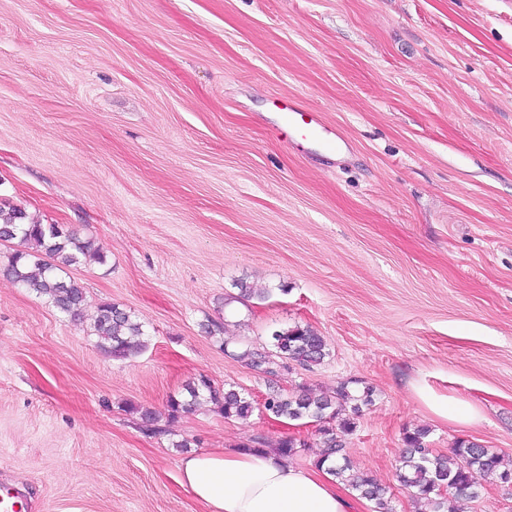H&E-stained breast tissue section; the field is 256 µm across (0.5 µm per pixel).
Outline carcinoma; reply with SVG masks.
Returning <instances> with one entry per match:
<instances>
[{
    "label": "carcinoma",
    "mask_w": 512,
    "mask_h": 512,
    "mask_svg": "<svg viewBox=\"0 0 512 512\" xmlns=\"http://www.w3.org/2000/svg\"><path fill=\"white\" fill-rule=\"evenodd\" d=\"M25 213L15 207L0 206V241L15 239L23 245L10 257L7 274L27 291L47 299L62 315L77 320L86 302L84 288L70 276L67 268L81 258L94 256L104 260L101 248L92 238H82L66 224L24 222ZM97 347L114 358H128L146 347L141 322L129 312L112 303L100 305L93 322ZM269 351L245 350L237 358L252 367H262L268 375L295 362L301 366L321 363L327 356V343L312 327L295 325L280 328L270 336ZM186 395L172 397L167 402L172 419L193 411L201 402L213 405L216 413L226 419H246L252 415V402L239 391L215 388L210 379L201 376L186 384ZM372 402V389L364 388L359 396L351 395L346 387L332 394L312 395L307 392L284 395L276 390L267 394L263 403L266 413L290 420L310 419L319 423L317 429L322 453L321 465L333 463L329 471L340 481L374 504L373 512H393L387 490L367 471L354 467L344 459V437L353 431L361 405ZM427 430L415 429L404 433V449L400 456L398 476L412 497L431 506V512H444L447 499L442 485L456 496L478 497L479 477L499 473L501 483L512 491V464L504 456L483 446L464 441L453 448L452 455H435L427 447ZM307 442L293 436L278 442V452L290 457Z\"/></svg>",
    "instance_id": "obj_1"
}]
</instances>
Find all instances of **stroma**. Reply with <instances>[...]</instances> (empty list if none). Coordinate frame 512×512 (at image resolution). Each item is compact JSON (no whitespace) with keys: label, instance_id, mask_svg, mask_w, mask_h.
Masks as SVG:
<instances>
[{"label":"stroma","instance_id":"1","mask_svg":"<svg viewBox=\"0 0 512 512\" xmlns=\"http://www.w3.org/2000/svg\"><path fill=\"white\" fill-rule=\"evenodd\" d=\"M293 97L350 152L279 135ZM0 199L105 254L67 270L73 321L4 275L0 243V486L27 512H209L181 460L259 437L304 438L291 462L315 467L316 423L266 415L272 389L372 388L345 454L393 512L419 509L405 431L512 459V0H0ZM103 303L143 323L138 355L97 348ZM295 324L325 337L321 364L236 359ZM202 375L252 415L169 418ZM421 389L482 418L442 420ZM479 483L448 508L512 512L497 475Z\"/></svg>","mask_w":512,"mask_h":512}]
</instances>
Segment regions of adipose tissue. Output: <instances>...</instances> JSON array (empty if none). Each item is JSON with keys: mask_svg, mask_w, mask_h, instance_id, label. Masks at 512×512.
<instances>
[{"mask_svg": "<svg viewBox=\"0 0 512 512\" xmlns=\"http://www.w3.org/2000/svg\"><path fill=\"white\" fill-rule=\"evenodd\" d=\"M180 482L210 512H358L327 468L305 469L270 450L223 448L185 458Z\"/></svg>", "mask_w": 512, "mask_h": 512, "instance_id": "adipose-tissue-1", "label": "adipose tissue"}]
</instances>
